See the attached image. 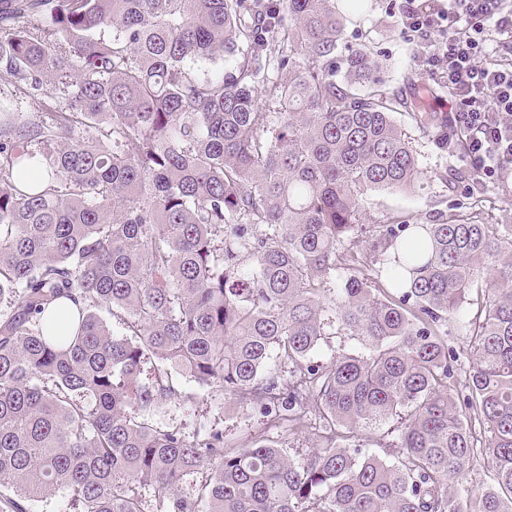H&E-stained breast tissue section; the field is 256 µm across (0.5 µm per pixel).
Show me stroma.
<instances>
[{
    "mask_svg": "<svg viewBox=\"0 0 512 512\" xmlns=\"http://www.w3.org/2000/svg\"><path fill=\"white\" fill-rule=\"evenodd\" d=\"M338 7L345 16L339 53L351 47L369 48L383 66L382 76L390 91L421 100L427 111L450 112L447 97L428 95L436 81L422 70L414 42L402 32L394 0H361L355 8L348 0H338ZM394 119L417 152L420 180L412 189L369 193L363 201L366 223L388 224L403 217L416 224H434L439 218L460 214L481 224H512V174L496 184H477L461 154H448L434 136L420 133L407 114H395ZM153 420L161 426L180 427L189 435L200 425H216L230 448L242 447L247 438L261 433L303 454L312 446L310 438L291 437L285 429L267 426L258 406L239 405L218 392L201 393L190 404L161 402Z\"/></svg>",
    "mask_w": 512,
    "mask_h": 512,
    "instance_id": "35a3bbf8",
    "label": "stroma"
}]
</instances>
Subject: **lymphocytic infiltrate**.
Instances as JSON below:
<instances>
[{
	"label": "lymphocytic infiltrate",
	"mask_w": 512,
	"mask_h": 512,
	"mask_svg": "<svg viewBox=\"0 0 512 512\" xmlns=\"http://www.w3.org/2000/svg\"><path fill=\"white\" fill-rule=\"evenodd\" d=\"M419 59L446 86L448 131L478 182L512 168V0H395Z\"/></svg>",
	"instance_id": "obj_1"
}]
</instances>
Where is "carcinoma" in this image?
<instances>
[{"mask_svg": "<svg viewBox=\"0 0 512 512\" xmlns=\"http://www.w3.org/2000/svg\"><path fill=\"white\" fill-rule=\"evenodd\" d=\"M343 29L336 0H0V512H512V225L362 221L419 179L394 114L448 120ZM331 326L362 350L318 364ZM214 389L313 448L152 422Z\"/></svg>", "mask_w": 512, "mask_h": 512, "instance_id": "cac0c4a2", "label": "carcinoma"}]
</instances>
